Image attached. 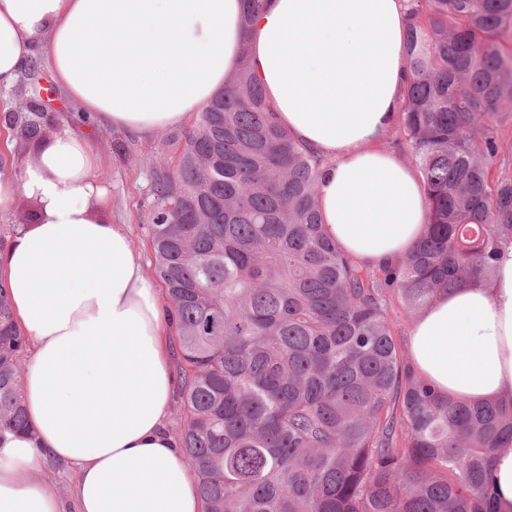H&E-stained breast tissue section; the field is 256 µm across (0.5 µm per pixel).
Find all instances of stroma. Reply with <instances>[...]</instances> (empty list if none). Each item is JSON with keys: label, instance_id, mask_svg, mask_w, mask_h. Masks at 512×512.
Wrapping results in <instances>:
<instances>
[{"label": "stroma", "instance_id": "35a3bbf8", "mask_svg": "<svg viewBox=\"0 0 512 512\" xmlns=\"http://www.w3.org/2000/svg\"><path fill=\"white\" fill-rule=\"evenodd\" d=\"M39 71V92H22L20 87L0 91V138L5 134L18 137L20 151L33 149L34 144L22 140L21 124L33 111L37 96H45L47 112L42 121L44 132H51L59 118H71L73 105L54 83L44 58H36ZM183 126L177 125L152 137L128 135L106 126H93L88 135L100 157L96 172L110 197V206L102 217L112 224H125L130 229L132 243L146 263H153V248L149 224L154 205L153 184L158 173L156 161L160 155H174Z\"/></svg>", "mask_w": 512, "mask_h": 512}]
</instances>
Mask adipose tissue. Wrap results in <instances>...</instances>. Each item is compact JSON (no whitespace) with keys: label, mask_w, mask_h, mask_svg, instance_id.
Instances as JSON below:
<instances>
[{"label":"adipose tissue","mask_w":512,"mask_h":512,"mask_svg":"<svg viewBox=\"0 0 512 512\" xmlns=\"http://www.w3.org/2000/svg\"><path fill=\"white\" fill-rule=\"evenodd\" d=\"M408 0H0V90L44 57L61 91L97 124L150 136L188 120L249 57L278 122L327 164L317 184L325 234L379 266L423 235L420 174L381 147L396 121ZM99 157L68 125L0 171V215L18 195L0 277L25 336L30 430L0 440V512H204L169 428L172 309L109 198ZM416 374L451 400L512 396V238L496 272L435 299L414 320ZM74 483L43 479L49 459ZM32 200L33 199H30L25 195H18L15 204L8 216V220L5 222H0L1 244H3V242L5 241L6 236L10 231L11 225L32 223V215L27 214L28 210L29 212H32L31 210H34V204Z\"/></svg>","instance_id":"ef3b65f1"}]
</instances>
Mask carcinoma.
Returning <instances> with one entry per match:
<instances>
[{
    "instance_id": "1",
    "label": "carcinoma",
    "mask_w": 512,
    "mask_h": 512,
    "mask_svg": "<svg viewBox=\"0 0 512 512\" xmlns=\"http://www.w3.org/2000/svg\"><path fill=\"white\" fill-rule=\"evenodd\" d=\"M512 0H413L401 130L426 230L379 269L346 258L315 201L324 159L281 128L247 60L155 181L154 271L183 362L180 447L206 512H500L493 449L512 400L443 398L401 356L409 315L493 274L512 234ZM24 339L0 280V436L29 430Z\"/></svg>"
}]
</instances>
